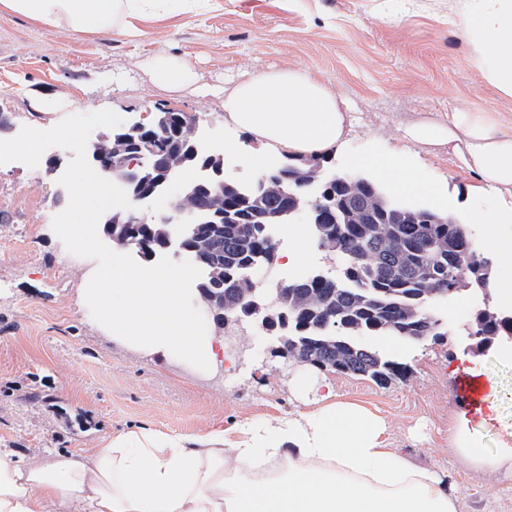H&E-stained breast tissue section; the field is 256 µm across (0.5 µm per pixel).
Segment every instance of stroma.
Instances as JSON below:
<instances>
[{"instance_id": "35a3bbf8", "label": "stroma", "mask_w": 512, "mask_h": 512, "mask_svg": "<svg viewBox=\"0 0 512 512\" xmlns=\"http://www.w3.org/2000/svg\"><path fill=\"white\" fill-rule=\"evenodd\" d=\"M460 0H202L196 10L149 24L138 44L119 31L75 34L0 6V117L10 129L0 151V449L30 461L47 449L97 447L123 432L149 428L198 437L313 410L311 398L331 381L339 400L359 404L386 424L388 447L445 471L460 512H512V474L470 467L451 444L468 403L454 370L474 357L494 381L496 416L476 428L487 451L512 435V360L477 350L470 321L441 308L446 334L409 344L376 337L370 344L407 364L406 378L386 387L275 356L253 329L225 347L231 368L197 371L173 356L143 357L112 341L96 313L79 302L89 268L113 250L74 244L65 227L100 224L112 210L77 206L94 172L80 145L129 114L173 108L219 137L228 165L251 171L245 135L224 124L221 102L200 88L244 81L268 69L311 70L348 99L359 122L324 168L355 172L361 159L383 158L399 145L404 124L451 108L489 110L512 125V97L501 95L472 63L473 47L451 24ZM190 65L191 79L170 90L151 66ZM420 177L466 216L473 236L499 225L502 199L471 191L475 179L446 150L415 147Z\"/></svg>"}]
</instances>
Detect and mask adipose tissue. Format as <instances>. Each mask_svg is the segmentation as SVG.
Returning a JSON list of instances; mask_svg holds the SVG:
<instances>
[{
	"mask_svg": "<svg viewBox=\"0 0 512 512\" xmlns=\"http://www.w3.org/2000/svg\"><path fill=\"white\" fill-rule=\"evenodd\" d=\"M199 0H0V6L76 33L120 29L145 37L144 22L192 10ZM458 22L484 80L512 97V0H466ZM224 121L246 135L254 165L341 149L355 119L347 101L308 70L268 69L214 88ZM403 141L447 149L477 190L512 199V128L498 113L453 110L404 126ZM362 165L400 193H428L412 157ZM184 276L121 260L93 270L82 301L103 332L147 355H175L205 370L218 360L212 329L182 301ZM311 413L200 438L147 430L98 447L53 451L39 463L0 452V512H458L438 470L387 446L386 426L323 383ZM460 414L457 453L471 466L512 471V440L482 448Z\"/></svg>",
	"mask_w": 512,
	"mask_h": 512,
	"instance_id": "1",
	"label": "adipose tissue"
}]
</instances>
